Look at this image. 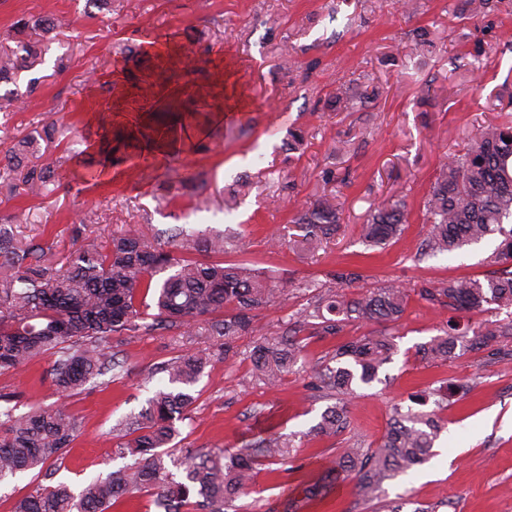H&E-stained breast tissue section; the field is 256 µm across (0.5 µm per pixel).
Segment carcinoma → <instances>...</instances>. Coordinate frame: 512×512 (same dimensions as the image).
Returning <instances> with one entry per match:
<instances>
[{
  "instance_id": "obj_1",
  "label": "carcinoma",
  "mask_w": 512,
  "mask_h": 512,
  "mask_svg": "<svg viewBox=\"0 0 512 512\" xmlns=\"http://www.w3.org/2000/svg\"><path fill=\"white\" fill-rule=\"evenodd\" d=\"M490 0H460L455 14L469 20L486 11ZM57 37L48 15L22 17L0 37V84L14 83L22 72L45 61L49 44ZM188 70H167L166 81L181 95L197 93L184 82ZM55 123L28 132L7 150H0V179L24 187L27 195H43L67 176L65 164L77 159L79 177L88 185L100 181L102 170L83 158L85 152L67 146L70 157L50 153L42 160L30 156L38 140L55 142ZM511 142H505V139ZM430 224L426 243L433 254L452 253L486 237H502L489 256L492 265L511 267L483 280L456 277L439 281L419 292L421 299L450 311L482 315L487 306L512 308V121L482 127L466 150L448 158L438 170L424 202ZM405 222L404 203L391 200L374 209L362 225L370 246H385L399 236ZM294 226L307 247L334 236L341 229L340 210L333 198H320L298 212ZM227 240L221 232L191 235L178 242L160 243L130 229L112 237L107 249L84 237L78 248L59 259L40 244L17 245L0 229V373L19 370L44 356L56 357L53 385L62 402L16 415L7 404L0 410V479L24 470L42 469L64 460L81 435V420L66 404L91 379L109 366L105 344L114 336H137L156 327H204L211 336L224 337V356L234 355L235 337L256 332L257 312L274 295L267 281L243 263L223 260ZM200 252L205 260L187 257ZM168 273L162 280L156 276ZM336 289L315 296L312 335L335 336L351 322L396 324L403 316L408 295L400 286L348 294L359 274L338 270ZM153 296L157 314L147 322L143 299ZM512 335V324L480 322L471 330H446L417 348L433 362H445L457 348L479 352L502 336ZM395 347L394 336H363L336 347L329 361L314 370L315 385L336 392L338 403L328 406L311 434L333 438L349 425L347 407L356 389L378 380L379 369ZM305 345L285 332L256 343L251 360L257 377L267 385L278 382L302 358ZM206 366L197 353L172 359L164 368L168 385L158 388L141 418L130 422L119 448L135 456L131 464L105 479H92L79 493L64 483L46 485L19 500L14 512H110L120 499L147 492L163 512H239L236 501L252 479L261 460L272 464L289 459V443L278 437L255 438L247 447L205 450L173 444L175 422L187 416L195 385ZM453 390L462 386L454 385ZM448 387L429 389L396 406L381 441L373 448H343L328 474L336 482L352 478L365 502L381 498L383 484L421 466L435 455V444L445 429L440 409ZM182 471L176 477L169 466Z\"/></svg>"
}]
</instances>
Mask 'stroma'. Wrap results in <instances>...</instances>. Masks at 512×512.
Instances as JSON below:
<instances>
[{
  "instance_id": "obj_1",
  "label": "stroma",
  "mask_w": 512,
  "mask_h": 512,
  "mask_svg": "<svg viewBox=\"0 0 512 512\" xmlns=\"http://www.w3.org/2000/svg\"><path fill=\"white\" fill-rule=\"evenodd\" d=\"M112 0L106 13L87 14L86 0H0V32L17 18L52 14L59 42L30 76L39 91L12 112H0V149L19 131L47 121L62 123V138L88 150L106 167L103 185L81 182L33 198L0 183V217L21 242L50 246L58 256L73 251L72 229L108 244L129 227L149 237L223 231L228 263L265 273L277 293L256 318L264 337L293 328L316 292L327 291L338 269L361 274V287L398 283L410 292L393 333L397 350L379 379L361 388L348 406L349 428L332 439L310 437L334 396L315 389L311 372L328 361L337 344L383 332L379 323H352L342 333L309 339L304 365L281 382L259 381L250 358L255 337L234 342L204 330L172 327L115 336L106 345L112 368L68 400L82 418V434L53 477L36 470L0 482V512L49 482L80 491L93 478L123 466L117 428L147 406L167 380L160 366L185 353L208 358L191 393L195 401L179 421L182 444L240 448L258 436H293L290 465L255 469L239 503L243 512H288L302 499L340 449L375 444L392 407L441 385H464L441 412L448 428L440 444L457 449L448 465H423L385 482L383 498L430 506L435 512H512V336L498 349L458 352L433 365L417 345L441 335L468 315L422 300L418 291L453 277L485 278L487 257L500 242L492 235L455 254H422L427 236L424 200L445 158L462 153L482 126L512 115V0L493 12L459 20L454 0ZM431 32L432 49L416 48L417 29ZM173 38L195 58L189 81L223 82V121L204 124L193 102L179 98L175 122L158 123L138 91L154 85L155 99L170 88L150 43ZM486 57L474 58L475 44ZM65 56L56 69V56ZM369 95L355 109L327 107L343 90ZM109 115L126 139L105 152L96 113ZM301 129V145L288 132ZM175 138L178 152L142 151L145 139ZM404 197L408 222L386 247L360 238L368 211L392 196ZM335 198L343 209L341 231L308 250L291 244L271 249V233L291 237L295 209ZM53 357L0 374V394L21 414L57 402L49 372Z\"/></svg>"
}]
</instances>
